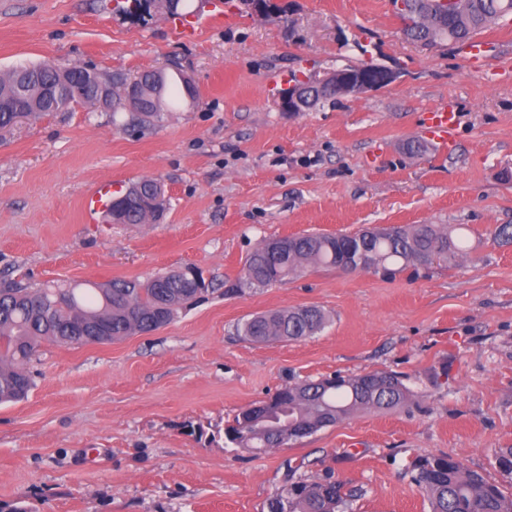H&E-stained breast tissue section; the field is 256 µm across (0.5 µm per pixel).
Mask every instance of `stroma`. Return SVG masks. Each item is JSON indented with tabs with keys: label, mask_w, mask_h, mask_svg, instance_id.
Here are the masks:
<instances>
[{
	"label": "stroma",
	"mask_w": 512,
	"mask_h": 512,
	"mask_svg": "<svg viewBox=\"0 0 512 512\" xmlns=\"http://www.w3.org/2000/svg\"><path fill=\"white\" fill-rule=\"evenodd\" d=\"M262 19L228 0L224 24L176 39L165 10L111 0H0V75L49 61L128 77L184 71L196 100L154 126L78 106L0 131V281L144 279L197 266L214 288L165 327L106 345L45 343L27 399L0 405V512H263L285 484L325 474L349 512H429L412 460L448 455L512 493L494 458L512 448V18L461 46L407 39L392 0H273ZM395 65L399 80L293 115L291 77ZM438 105L454 146L424 132ZM423 142L416 153L410 146ZM160 180L157 224L88 216L100 182ZM464 227L471 250L412 273L309 270L224 293L265 239L378 225ZM317 306V334L254 343L252 315ZM403 377L409 407L361 412L260 454L225 427L281 387L335 374Z\"/></svg>",
	"instance_id": "obj_1"
}]
</instances>
